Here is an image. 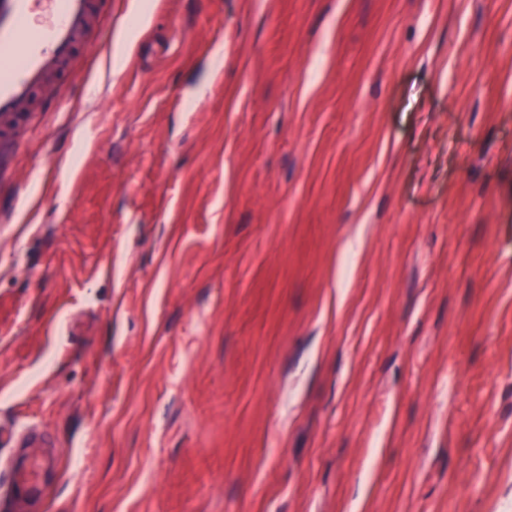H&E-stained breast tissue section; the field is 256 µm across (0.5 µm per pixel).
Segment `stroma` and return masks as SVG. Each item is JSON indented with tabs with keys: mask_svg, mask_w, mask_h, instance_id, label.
<instances>
[{
	"mask_svg": "<svg viewBox=\"0 0 512 512\" xmlns=\"http://www.w3.org/2000/svg\"><path fill=\"white\" fill-rule=\"evenodd\" d=\"M135 3L0 143L44 512H512V0Z\"/></svg>",
	"mask_w": 512,
	"mask_h": 512,
	"instance_id": "1",
	"label": "stroma"
}]
</instances>
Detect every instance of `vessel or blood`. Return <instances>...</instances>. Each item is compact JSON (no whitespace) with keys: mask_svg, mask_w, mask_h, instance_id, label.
Instances as JSON below:
<instances>
[{"mask_svg":"<svg viewBox=\"0 0 512 512\" xmlns=\"http://www.w3.org/2000/svg\"><path fill=\"white\" fill-rule=\"evenodd\" d=\"M112 0H0V125L32 111L36 101L63 98L57 78L70 70L81 39L111 43L104 21ZM15 456L5 493L14 512L44 503L59 471L56 440L32 423L10 438Z\"/></svg>","mask_w":512,"mask_h":512,"instance_id":"vessel-or-blood-1","label":"vessel or blood"}]
</instances>
